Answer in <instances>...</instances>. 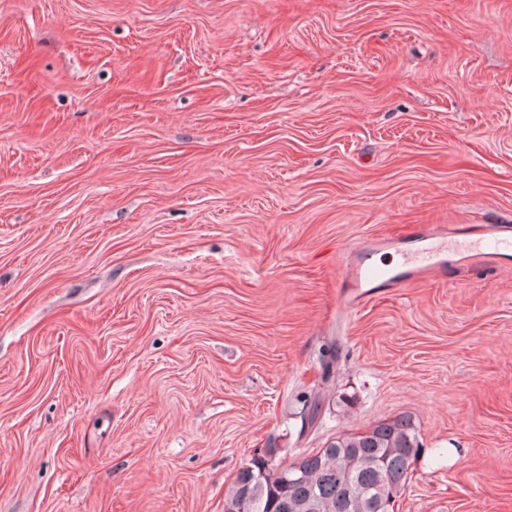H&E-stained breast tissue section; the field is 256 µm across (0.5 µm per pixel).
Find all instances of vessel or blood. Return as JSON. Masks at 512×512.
Listing matches in <instances>:
<instances>
[{
  "label": "vessel or blood",
  "mask_w": 512,
  "mask_h": 512,
  "mask_svg": "<svg viewBox=\"0 0 512 512\" xmlns=\"http://www.w3.org/2000/svg\"><path fill=\"white\" fill-rule=\"evenodd\" d=\"M422 245L416 249L405 247V235L396 234L387 238L388 246L398 249L400 260L391 268L366 263L364 250H357L352 257L350 274L345 287L360 290L374 288H405L436 272L444 271L454 242L447 232L420 229L416 232ZM481 241L488 254L496 255L500 251L512 248V225L492 224L485 226Z\"/></svg>",
  "instance_id": "1"
}]
</instances>
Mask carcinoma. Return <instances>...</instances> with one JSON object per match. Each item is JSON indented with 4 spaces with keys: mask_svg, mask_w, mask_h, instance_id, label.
<instances>
[{
    "mask_svg": "<svg viewBox=\"0 0 512 512\" xmlns=\"http://www.w3.org/2000/svg\"><path fill=\"white\" fill-rule=\"evenodd\" d=\"M419 448L409 415L378 423L364 432L342 433L301 458L306 480L290 482L261 475L251 458L224 498V512H365L362 504L384 497L392 512Z\"/></svg>",
    "mask_w": 512,
    "mask_h": 512,
    "instance_id": "1",
    "label": "carcinoma"
}]
</instances>
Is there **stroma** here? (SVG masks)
Here are the masks:
<instances>
[{
    "label": "stroma",
    "mask_w": 512,
    "mask_h": 512,
    "mask_svg": "<svg viewBox=\"0 0 512 512\" xmlns=\"http://www.w3.org/2000/svg\"><path fill=\"white\" fill-rule=\"evenodd\" d=\"M487 224L512 0H0V512H224L401 415L394 512H512V253L341 286ZM415 235L425 244L417 249L400 248L407 236ZM400 255V260L393 268H385L376 264H365L364 255L376 243H369L359 248L352 257L350 274L342 288H352L350 294L352 304L362 298L365 292L360 288H407L411 284L442 272L448 264V254L455 248V243L448 240V233L439 230L418 229L406 234H394L383 241ZM356 300V298H358Z\"/></svg>",
    "instance_id": "35a3bbf8"
}]
</instances>
